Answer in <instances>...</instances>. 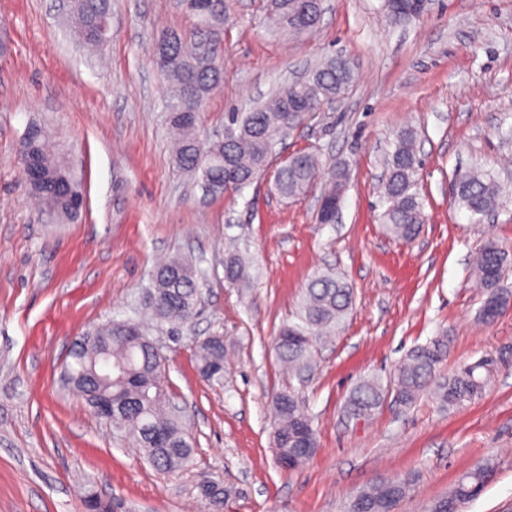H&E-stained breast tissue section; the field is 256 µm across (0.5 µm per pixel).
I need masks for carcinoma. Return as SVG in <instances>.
<instances>
[{
    "label": "carcinoma",
    "mask_w": 512,
    "mask_h": 512,
    "mask_svg": "<svg viewBox=\"0 0 512 512\" xmlns=\"http://www.w3.org/2000/svg\"><path fill=\"white\" fill-rule=\"evenodd\" d=\"M184 11L197 18L199 37L186 46L175 33L162 36L159 49L172 57L166 76L174 85L169 100L170 121L178 131L175 162L181 170L209 184L210 193L226 191L228 170H233L247 186L261 175L269 163L267 147L300 127L307 116L324 104L345 94L353 78L351 61L338 56L326 61L298 84L286 85L253 111L229 115L224 141L203 143L196 128L200 109L224 77V55L219 43L227 13L225 0L211 5L188 3ZM381 8L394 26L404 25L415 18L397 0H383ZM112 9V0H77L71 23L85 42H101L104 23ZM320 5L312 0H271L270 16L276 28L290 37L299 38L313 32L314 25L295 22L301 13L314 17ZM49 132H43L30 142L21 139V152L32 150L37 165L45 171H60L65 162L53 156L48 147ZM421 161L413 134L403 132L385 162V179L381 198L384 211L381 221L394 237L412 240L419 225L424 223L423 201L418 187ZM319 171L318 157L309 152L293 154L288 165L277 171L276 190L284 197L297 198L315 180ZM346 168L338 165L330 172L322 197L331 208L340 205L347 182ZM504 195L498 181L489 172L469 171L456 182L453 205L469 215L471 222L481 221L499 209ZM507 256L494 242L484 244L475 260L476 284L482 289L485 305L506 306L512 290L504 285ZM225 278L233 283L247 280V262L238 253H229L224 260ZM199 297L198 285L191 264L185 259H172L161 265L153 288L145 298V308L157 323L176 325L187 321L194 313ZM353 304L350 288L332 274L314 277L305 290L297 321L285 325L276 340L278 356L288 372L301 376L314 363V342L317 337L333 332ZM98 336L110 337V344L95 341L73 343L70 361L64 370L66 384L83 393L89 406L98 396H112L117 413L125 416L121 433L133 439L156 467L177 471L191 460L193 448L180 415L169 406V397L160 384L163 357L154 349L129 337L121 324L112 320L95 328ZM448 352V337L435 336L427 344L410 351L397 374L393 393L407 405L425 391L436 379L440 362ZM121 372L110 378L99 375L98 365L104 355ZM197 368L211 382L224 379V340L212 336L196 349ZM492 372V364L480 359L466 366L459 374L438 385L440 399L457 405L478 394ZM384 389L375 381L359 384L349 396L346 409L353 419L366 418L380 405ZM275 417V453L282 466L293 468L314 454L316 434L311 421L295 393L282 390L272 398ZM494 476V468L485 466L461 476L447 497L436 501L430 512H459L461 505L476 499ZM407 486L402 481L374 485L356 495L350 512H393L405 496ZM208 512L224 507L233 489L219 483L200 487ZM88 512H126L128 506L120 498L103 499L91 493L85 497Z\"/></svg>",
    "instance_id": "obj_1"
}]
</instances>
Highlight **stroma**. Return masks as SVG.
I'll use <instances>...</instances> for the list:
<instances>
[{"instance_id": "1", "label": "stroma", "mask_w": 512, "mask_h": 512, "mask_svg": "<svg viewBox=\"0 0 512 512\" xmlns=\"http://www.w3.org/2000/svg\"><path fill=\"white\" fill-rule=\"evenodd\" d=\"M382 0H327L319 27L294 39L269 27L267 0H228L224 80L203 104L198 134L223 133L231 112L252 111L278 87L342 55L354 79L278 144L271 171L235 193L207 194L173 165L171 88L154 55L162 33H197L179 0H112L109 31L88 47L62 0H0V512H86L84 494L120 497L136 512H205L202 481L236 488L228 512H346L372 485L404 480L395 512H428L484 462L493 480L462 512H512V309L480 316L472 254L493 241L512 258V194L484 223L452 205L473 168L512 185V0H429L392 26ZM55 132L82 184L76 218L50 212L19 159L28 124ZM412 131L424 222L415 238L380 219L382 159ZM317 153L322 170L349 172L338 218L316 219L325 186L301 198L274 188L284 157ZM238 251L250 279L224 277ZM192 262L201 293L177 331L148 328L166 356L162 380L183 410L191 464L159 470L121 439L62 375L75 337L112 319H138L156 266ZM331 272L353 292L336 331L317 341L305 378L288 377L275 338L308 283ZM224 338L223 383L204 381L195 343ZM448 339L439 378L482 358L493 376L457 406L427 389L409 405L386 397L365 420L346 402L362 381L393 384L408 351ZM302 401L318 447L304 465L278 466L274 393Z\"/></svg>"}]
</instances>
